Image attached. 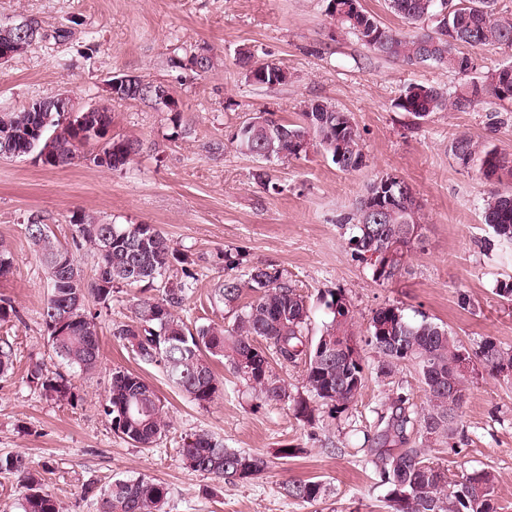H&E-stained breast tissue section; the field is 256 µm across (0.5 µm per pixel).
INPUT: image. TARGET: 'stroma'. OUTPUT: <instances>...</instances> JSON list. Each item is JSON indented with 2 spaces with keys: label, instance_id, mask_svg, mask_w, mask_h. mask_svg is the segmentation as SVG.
<instances>
[{
  "label": "stroma",
  "instance_id": "35a3bbf8",
  "mask_svg": "<svg viewBox=\"0 0 512 512\" xmlns=\"http://www.w3.org/2000/svg\"><path fill=\"white\" fill-rule=\"evenodd\" d=\"M325 8L326 0H0V23L33 18L49 35L0 63V112L65 93L79 109L109 107L112 135L142 143L123 172L93 163L91 145L64 168H46L28 157L0 158V241L14 255L12 270L0 277V296L19 312L18 319L0 325V336L9 338L16 353L11 375L0 380V455L19 452L47 465L44 487L62 512H97L81 495L87 481L103 486L138 476L167 487L166 512H388V488L365 436L376 431L386 394L401 387L419 403L425 392L417 371L403 365L387 379L369 375L344 412L316 404L308 423L297 418L293 404L308 395L303 364L276 366L292 396L276 402L257 397L222 361L214 368L224 380L223 395L198 405L158 366L142 363L113 337V325L130 321L137 299L148 293L134 284L116 289L108 303L87 305L99 324V372L72 374L71 403L46 399L27 380L33 363L60 368L42 316L47 273L26 231L32 217L50 224L65 245L72 241L69 218L75 213L105 224L156 225L192 260L194 288L179 311L191 325L230 322L227 308L213 298L229 253L243 266L276 269L298 287L311 308L310 338H318L328 320L321 296L343 291L352 305L354 339L368 364L376 362L367 344L371 317L388 305L401 307L410 319L447 326L468 348L487 337L512 348V301L496 293L498 282L512 276V246L487 247L492 231L483 212L490 185L449 151L453 138L466 135L512 158V103L488 95L472 111L436 112L417 123L394 106L412 84L452 90L481 78L512 62V49L477 50V69L466 76L409 66L336 33ZM63 26L70 36L51 40ZM242 47L286 68L287 83L267 88L246 81L236 64ZM198 50L214 58L208 73L172 65L174 55ZM119 72L166 82L182 103L179 116L110 99L105 83ZM314 100L331 103L357 125L362 168L342 171L316 150L300 160L265 164L236 150L233 135L243 122L262 113L294 122L303 104ZM214 143L221 151L210 152ZM261 169L282 193L268 192L255 180ZM386 174L413 188L424 229L407 272L381 284L352 256L349 233L337 219ZM462 292L472 300L466 310L458 305ZM116 367L141 375L166 404L169 431L152 448L121 439L100 407ZM462 412L457 449L434 446L427 457L452 481L474 470L493 472L499 512H512V375L477 369ZM201 432L225 447L265 455L270 468L236 484L190 470L178 450L184 438ZM282 448L298 454L280 458ZM306 479L328 487L326 503L288 497L285 484Z\"/></svg>",
  "mask_w": 512,
  "mask_h": 512
}]
</instances>
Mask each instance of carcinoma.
Masks as SVG:
<instances>
[{
	"mask_svg": "<svg viewBox=\"0 0 512 512\" xmlns=\"http://www.w3.org/2000/svg\"><path fill=\"white\" fill-rule=\"evenodd\" d=\"M327 15L342 34H352L373 54L406 64L429 63L451 72L465 74L476 69V58L459 50L486 46L512 48V13L497 11V0H385L391 13L413 28L402 32L385 25L365 10L360 0H326ZM39 23L15 33L14 55L20 56L43 40ZM172 65L196 74L212 70V57L192 52L171 59ZM238 66L245 78L267 88L288 81L278 64L265 62L254 51L238 54ZM492 95L512 101V69L504 65L489 73L481 83H465L449 92L440 86L412 84L400 95L395 106L415 119L434 112H469ZM156 98L152 82L137 80L128 99L151 106ZM52 143L34 133L35 113L22 109L0 112V158L32 157L53 168L69 166L80 156L84 142H103L102 152L110 157L107 168L118 171L140 154V140L109 135L111 110L94 113L97 132L76 125L59 112L49 114ZM237 150L258 160L299 159L316 148L341 170L356 171L365 164L362 136L347 113L330 103L313 101L303 106L299 121L288 123L273 116L242 123L234 135ZM450 151L460 163L475 169L487 179L512 176V162L488 143L459 136ZM378 193L371 182L354 207L337 219L348 227L349 248L365 260L367 247L378 235L396 238L411 251L414 242L403 238L405 228L420 224L419 205L410 186L403 180L383 191L386 210L375 219L366 210L369 197ZM484 222L493 240L512 245V189L491 192L484 208ZM69 223L76 227L72 238L75 249L93 248L99 255L94 278L87 280L71 249L60 244L50 225H26L28 237L47 270L48 296L43 307L49 341L55 356L82 375H93L101 367L99 330L96 317L86 309L93 299L106 303L121 285L160 281L158 294L143 297L134 308V318L113 328L112 335L131 347L138 359L163 369L168 381L197 404L213 403L224 391V383L213 371L210 359L227 360L233 372L259 397L287 401L288 387L273 372L272 361L285 365L303 360L306 387L318 401L336 412L354 402L368 379L369 366L363 356L338 360L325 354L329 344L352 340L351 303L340 290L323 298L329 321L317 340L308 338L310 308L298 289L277 272L254 265L236 274L239 263L224 255L229 273L213 289L214 298L234 312L229 324H200L189 327L177 314L193 289L189 255L174 249L162 231L153 224H101L84 214H74ZM180 265L183 277L170 279L167 272ZM139 268L141 278L131 270ZM256 298L241 307L243 289ZM368 345L377 356L376 376L387 378L409 364L424 385L425 403L417 405L405 391L385 397L386 414L379 417L380 434L376 444V466L380 482L388 487L391 512H498L495 476L485 471L464 473L460 479L448 475L426 458L432 444L454 447L462 426V406L468 377L454 370L460 352L474 365L502 373L512 369V350L496 340L483 339L478 348L464 346L448 328L423 319L412 321L402 308L388 305L376 310L370 320ZM15 350L8 338L0 337V378L14 368ZM28 380L42 394L56 402L74 397L71 382L53 373L42 363L31 367ZM457 399L448 401V387ZM104 412L112 430L131 445L152 448L169 428L165 404L157 391L139 374L125 369L112 372L104 395ZM180 456L187 467L218 482H247L268 468L258 455L224 447L208 433L186 438ZM18 478L24 494L22 512H60V504L42 488L31 460L22 453L0 455V474ZM288 497L309 504L326 500L327 486L318 480H299L285 487ZM169 491L166 486L145 477L119 478L99 487L94 481L82 486V495L98 502V512H166Z\"/></svg>",
	"mask_w": 512,
	"mask_h": 512,
	"instance_id": "carcinoma-1",
	"label": "carcinoma"
}]
</instances>
